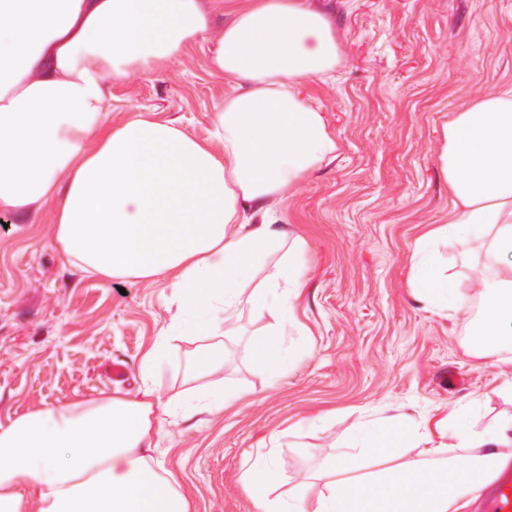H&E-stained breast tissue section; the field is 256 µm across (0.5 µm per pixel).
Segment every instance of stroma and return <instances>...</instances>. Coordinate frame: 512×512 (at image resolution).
I'll list each match as a JSON object with an SVG mask.
<instances>
[{
    "label": "stroma",
    "mask_w": 512,
    "mask_h": 512,
    "mask_svg": "<svg viewBox=\"0 0 512 512\" xmlns=\"http://www.w3.org/2000/svg\"><path fill=\"white\" fill-rule=\"evenodd\" d=\"M336 25L335 78L307 82L338 150L278 209L304 248L290 313L242 306L224 338V363L199 377L187 367L202 341H170L153 385L179 406L202 387L228 398L219 411L171 417L153 435L154 467L172 474L190 512H257L241 474L256 449L274 447L273 496L307 501L317 474L348 451L356 427L404 414L395 447L368 465L415 456L412 433L440 437L462 404L475 428L512 413V351H477L473 322L485 246L438 243L465 301L455 311L414 296L413 254L448 220L442 128L477 95L512 86V0H318ZM188 46L154 74L112 82L107 121L133 113L177 120L207 139L230 86ZM0 228V422L100 392L135 395L142 355L170 325L171 289L84 274L55 247L52 210ZM285 329L288 367L259 364L255 343ZM123 365L113 376L110 367Z\"/></svg>",
    "instance_id": "stroma-1"
}]
</instances>
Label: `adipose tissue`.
<instances>
[{"label":"adipose tissue","instance_id":"1","mask_svg":"<svg viewBox=\"0 0 512 512\" xmlns=\"http://www.w3.org/2000/svg\"><path fill=\"white\" fill-rule=\"evenodd\" d=\"M213 0H0V212L25 223L53 205L57 248L88 275L164 283L174 327L204 338L196 374L224 362V326L245 304L264 306L279 284L296 291L294 260L276 202L335 159L320 107L302 93L341 64L336 28L313 0H252L212 26ZM213 42L210 66L230 90L200 141L172 120L135 114L106 122L109 79L147 75L187 45ZM448 222L436 234L484 239L495 263L479 287L475 328L488 351L512 349V87L476 97L443 129ZM287 247L268 287L244 293L255 263ZM419 297L440 308L459 298L453 274L428 246L416 253ZM167 350L144 353L138 394L100 393L44 405L0 424V512H189L173 477L149 463L152 433L169 409L150 386ZM459 406L451 443L430 445L375 473L378 493L348 479L359 453L394 428L358 430V454L331 459V481L295 512H470L512 464V415L473 430ZM274 451L243 473L261 512H288L267 490Z\"/></svg>","mask_w":512,"mask_h":512}]
</instances>
